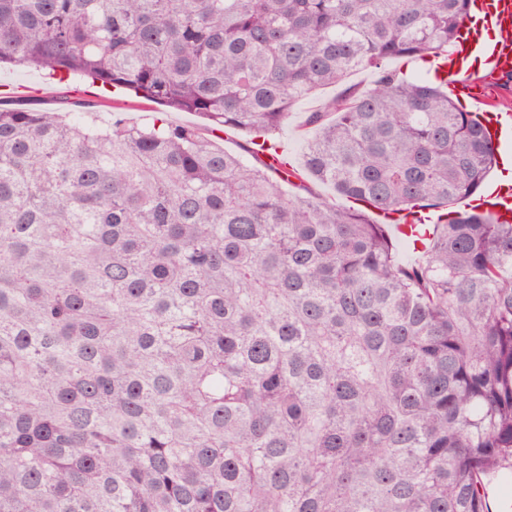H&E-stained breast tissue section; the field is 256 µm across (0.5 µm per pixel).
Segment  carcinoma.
<instances>
[{
  "instance_id": "1",
  "label": "carcinoma",
  "mask_w": 512,
  "mask_h": 512,
  "mask_svg": "<svg viewBox=\"0 0 512 512\" xmlns=\"http://www.w3.org/2000/svg\"><path fill=\"white\" fill-rule=\"evenodd\" d=\"M470 2L0 0V65L246 137L0 104V512H491L486 478L512 490V221L453 209L497 146L438 70ZM360 70L302 165L261 159ZM419 209L404 265L369 213ZM342 88H324L316 95L300 101L291 112L277 139L288 148L289 160L294 165L302 164L306 140L315 132L312 127L307 125L308 115L310 112L321 111L324 102L336 96Z\"/></svg>"
}]
</instances>
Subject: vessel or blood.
<instances>
[{
	"label": "vessel or blood",
	"mask_w": 512,
	"mask_h": 512,
	"mask_svg": "<svg viewBox=\"0 0 512 512\" xmlns=\"http://www.w3.org/2000/svg\"><path fill=\"white\" fill-rule=\"evenodd\" d=\"M471 9L478 22L464 27L445 71L449 86L461 91L512 72V0H473ZM488 130L497 144L512 142V111L492 113ZM481 201L489 213L512 218V189L490 185Z\"/></svg>",
	"instance_id": "b4317fda"
}]
</instances>
